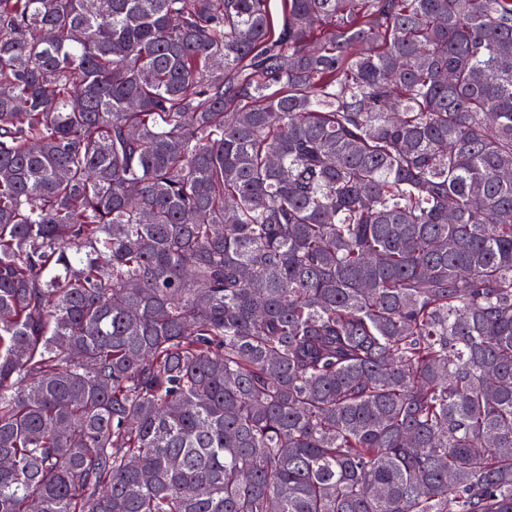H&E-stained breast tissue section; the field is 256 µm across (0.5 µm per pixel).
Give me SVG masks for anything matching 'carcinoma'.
Segmentation results:
<instances>
[{"mask_svg":"<svg viewBox=\"0 0 512 512\" xmlns=\"http://www.w3.org/2000/svg\"><path fill=\"white\" fill-rule=\"evenodd\" d=\"M34 504L512 512V0H0Z\"/></svg>","mask_w":512,"mask_h":512,"instance_id":"cac0c4a2","label":"carcinoma"}]
</instances>
